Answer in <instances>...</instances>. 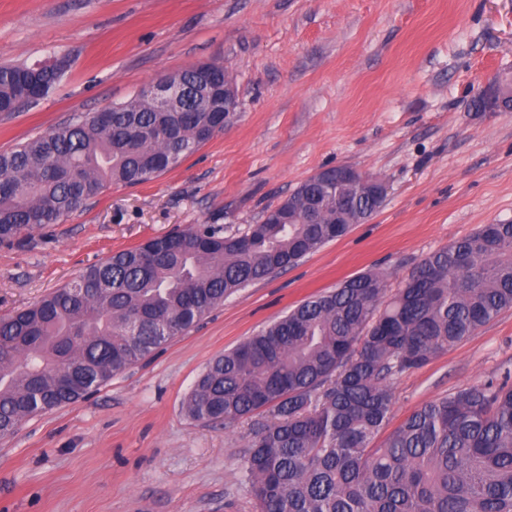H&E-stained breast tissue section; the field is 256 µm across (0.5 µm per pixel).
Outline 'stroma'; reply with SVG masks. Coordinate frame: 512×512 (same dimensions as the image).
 I'll use <instances>...</instances> for the list:
<instances>
[{
	"label": "stroma",
	"instance_id": "obj_1",
	"mask_svg": "<svg viewBox=\"0 0 512 512\" xmlns=\"http://www.w3.org/2000/svg\"><path fill=\"white\" fill-rule=\"evenodd\" d=\"M63 57L48 96L0 112V152L199 62L224 65L239 112L153 181L109 186L0 246V315L150 238L198 224L243 234L317 170L388 185L369 220L0 440V512H253L252 420L193 421L189 393L211 360L304 300L365 272L397 289L427 255L512 223V112L472 105L512 78V0H0V65ZM508 371L512 309L398 375L387 426Z\"/></svg>",
	"mask_w": 512,
	"mask_h": 512
}]
</instances>
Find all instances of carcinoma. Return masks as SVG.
<instances>
[{
	"label": "carcinoma",
	"mask_w": 512,
	"mask_h": 512,
	"mask_svg": "<svg viewBox=\"0 0 512 512\" xmlns=\"http://www.w3.org/2000/svg\"><path fill=\"white\" fill-rule=\"evenodd\" d=\"M64 63L0 66V112L45 97ZM188 112L140 95L0 153V244L58 224L108 185L177 167L224 130L177 73ZM382 203L303 183L286 224L244 235L199 227L112 254L35 305L0 317V438L72 404L193 329L224 298L295 265ZM512 308V224H483L424 258L388 294L367 272L289 311L214 358L187 415L262 414L243 470L256 512H512V375L417 408L382 444L390 380Z\"/></svg>",
	"instance_id": "1"
}]
</instances>
